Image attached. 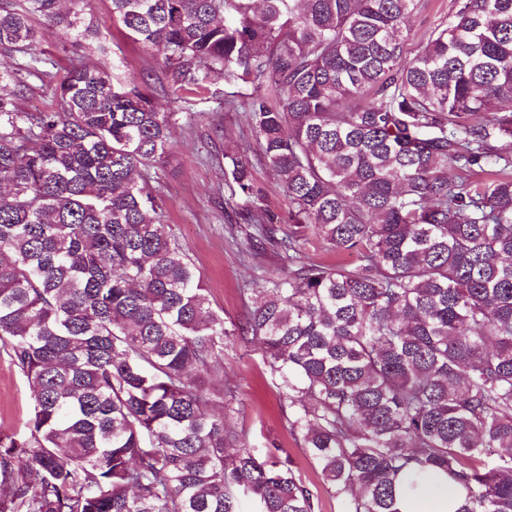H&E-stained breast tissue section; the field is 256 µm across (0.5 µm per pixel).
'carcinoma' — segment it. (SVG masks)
<instances>
[{"label":"carcinoma","instance_id":"carcinoma-1","mask_svg":"<svg viewBox=\"0 0 512 512\" xmlns=\"http://www.w3.org/2000/svg\"><path fill=\"white\" fill-rule=\"evenodd\" d=\"M174 90L224 75L292 224L252 208L263 272L239 335L260 346L290 433L345 512H399L443 472L457 512H512V0H454L409 57L422 0H111ZM87 0H0V351L33 414L0 430V512H320L289 461L257 458L237 391L201 384L231 335L168 226L151 168L172 145L117 72ZM51 29L102 59L64 75ZM312 238L362 269L304 261ZM27 84L23 93L17 97V106L20 112H39L50 110L55 105L53 87L47 80L26 77Z\"/></svg>","mask_w":512,"mask_h":512}]
</instances>
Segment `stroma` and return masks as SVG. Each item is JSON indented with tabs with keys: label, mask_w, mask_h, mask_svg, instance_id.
I'll return each mask as SVG.
<instances>
[{
	"label": "stroma",
	"mask_w": 512,
	"mask_h": 512,
	"mask_svg": "<svg viewBox=\"0 0 512 512\" xmlns=\"http://www.w3.org/2000/svg\"><path fill=\"white\" fill-rule=\"evenodd\" d=\"M451 5L452 0H426L425 8L410 22L408 55L419 52L431 30L447 22ZM111 9V0H89L87 7L95 20L106 24L105 34L113 44L120 73L143 83L159 107L177 115L173 146L155 166L152 181L163 198L162 221L188 249L213 309L222 312L227 328L234 330L247 318L261 284V271H275L281 260L270 251L252 259L249 223L233 205L232 184L225 175L227 156L244 154L252 159L256 210L267 213L274 225L288 223V198L273 170L256 162L258 145L245 112L225 108L223 79L215 78L203 90L172 93L162 57L146 53L119 25L111 23ZM214 374L238 391L240 411L232 425L246 432L251 451L262 458L268 448H281L294 470L317 490L320 512H345L342 500L327 491L316 465L290 434L258 344L234 334L225 338L224 355L216 362ZM31 410L23 375L0 354V429L24 430Z\"/></svg>",
	"instance_id": "35a3bbf8"
}]
</instances>
